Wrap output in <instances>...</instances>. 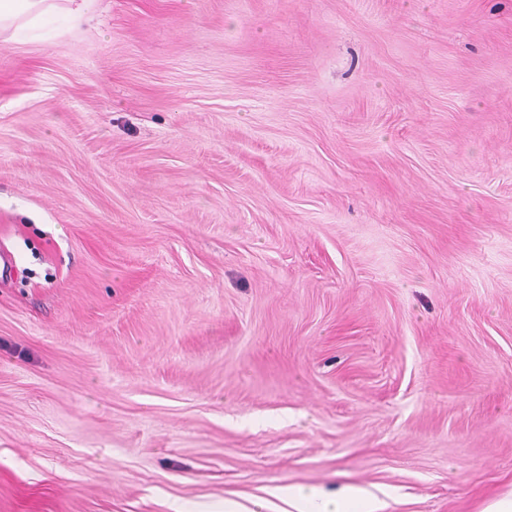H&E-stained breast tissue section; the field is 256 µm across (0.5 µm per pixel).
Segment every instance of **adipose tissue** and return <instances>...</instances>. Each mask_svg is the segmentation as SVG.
Segmentation results:
<instances>
[{
    "mask_svg": "<svg viewBox=\"0 0 512 512\" xmlns=\"http://www.w3.org/2000/svg\"><path fill=\"white\" fill-rule=\"evenodd\" d=\"M96 0H0V40L10 41L43 18H54L62 27L75 28L92 18ZM280 512H378L373 499L352 492L335 501L314 490L293 487L282 495Z\"/></svg>",
    "mask_w": 512,
    "mask_h": 512,
    "instance_id": "adipose-tissue-1",
    "label": "adipose tissue"
}]
</instances>
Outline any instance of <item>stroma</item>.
<instances>
[{
  "label": "stroma",
  "instance_id": "obj_1",
  "mask_svg": "<svg viewBox=\"0 0 512 512\" xmlns=\"http://www.w3.org/2000/svg\"><path fill=\"white\" fill-rule=\"evenodd\" d=\"M0 43V512L512 492V0H101Z\"/></svg>",
  "mask_w": 512,
  "mask_h": 512
}]
</instances>
